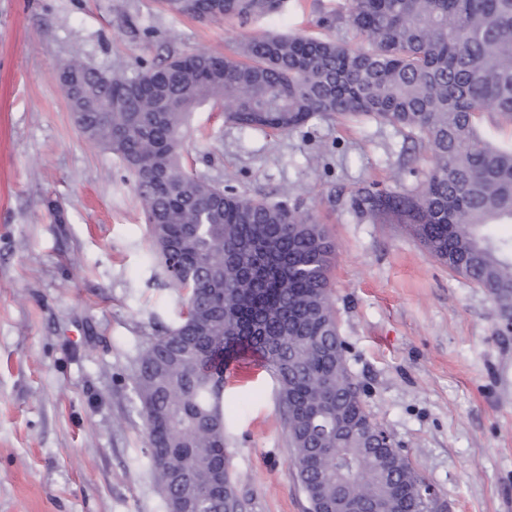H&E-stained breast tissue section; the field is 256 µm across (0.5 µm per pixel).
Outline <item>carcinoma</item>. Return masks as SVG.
Returning <instances> with one entry per match:
<instances>
[{"label": "carcinoma", "mask_w": 512, "mask_h": 512, "mask_svg": "<svg viewBox=\"0 0 512 512\" xmlns=\"http://www.w3.org/2000/svg\"><path fill=\"white\" fill-rule=\"evenodd\" d=\"M176 15L246 26L285 0H162ZM338 35L266 34L233 54H184L129 76L81 61L64 90L83 137L135 180L152 248L184 300L181 322L137 360L151 468L168 512H242L230 471L224 365L243 350L276 376L296 477L310 512L377 501L421 512L418 472L375 444L381 428L349 370L330 302L334 245L302 204L248 198L190 173L180 150L193 110L289 133L365 118L404 130L433 164L415 189L376 185L356 209L408 225L440 264L512 313V145L485 137L488 113L512 125V0H350L323 18Z\"/></svg>", "instance_id": "cac0c4a2"}]
</instances>
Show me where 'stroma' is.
<instances>
[{
    "label": "stroma",
    "instance_id": "stroma-1",
    "mask_svg": "<svg viewBox=\"0 0 512 512\" xmlns=\"http://www.w3.org/2000/svg\"><path fill=\"white\" fill-rule=\"evenodd\" d=\"M347 0H287L240 28L161 0H0V512H167L135 393L137 359L180 320L131 176L75 127L57 67L136 74L221 53L243 34L322 38ZM184 163L269 202H300L336 247L330 301L372 417L446 512H512V334L488 293L450 274L406 225L358 218L355 190L417 185L407 133L332 121L282 135L194 112ZM243 512H308L275 378L227 379Z\"/></svg>",
    "mask_w": 512,
    "mask_h": 512
}]
</instances>
